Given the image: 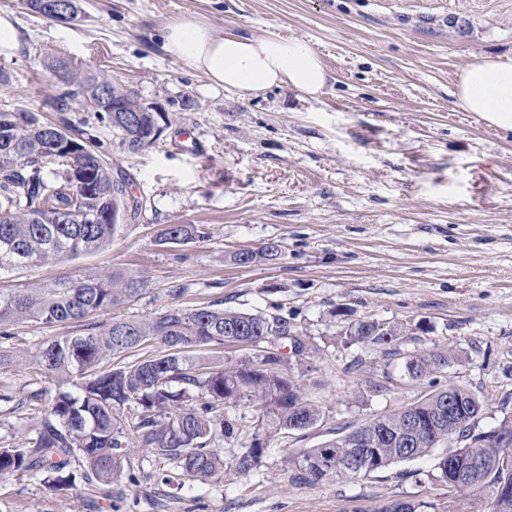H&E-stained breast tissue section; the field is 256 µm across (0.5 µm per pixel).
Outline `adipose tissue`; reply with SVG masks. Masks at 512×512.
I'll use <instances>...</instances> for the list:
<instances>
[{
	"instance_id": "ef3b65f1",
	"label": "adipose tissue",
	"mask_w": 512,
	"mask_h": 512,
	"mask_svg": "<svg viewBox=\"0 0 512 512\" xmlns=\"http://www.w3.org/2000/svg\"><path fill=\"white\" fill-rule=\"evenodd\" d=\"M165 49L211 84L244 97L281 85L314 97L327 82L318 52L298 38L218 35L196 18L186 17L168 26ZM454 97L461 111L512 130V58L477 59L461 72Z\"/></svg>"
}]
</instances>
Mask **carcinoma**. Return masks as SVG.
<instances>
[{"label":"carcinoma","instance_id":"1","mask_svg":"<svg viewBox=\"0 0 512 512\" xmlns=\"http://www.w3.org/2000/svg\"><path fill=\"white\" fill-rule=\"evenodd\" d=\"M51 68L62 85L46 104L67 112L74 101L96 122L120 135L123 145L154 143L162 128L158 113L141 111L131 91L112 78L87 72L78 75L68 61L57 58ZM123 111L116 112L114 108ZM64 167L58 177L49 165ZM125 175L115 177L112 164L94 148L93 139L67 120L44 123L34 112L0 111V271L19 264L32 265L74 258L106 247L123 225L121 218L136 217L143 202L127 197ZM196 224H168L160 239L168 244L203 239ZM273 249L239 252L234 260L251 264L268 259ZM145 281L133 273L74 276L53 284L11 293L0 292V336L21 321L52 325L77 323L81 333L58 336L35 352L53 387L31 395L45 400L44 414L35 426L31 448H0V475L26 473L44 478L54 491L75 485L74 464L83 461L86 478L109 484L139 477L124 470L132 449L166 459L174 471L157 481L181 489L185 479L201 483L224 480V456L210 447L217 434L227 435L220 407L244 401L261 416L264 431L302 430L316 424L320 410L305 397L302 380L280 365L290 355L302 356L305 344L283 316L253 314L213 305L185 309L171 305L164 313L144 319L115 318L108 324L92 315L128 301L144 290ZM401 329L376 320H360L345 330L347 339L368 349L394 341ZM234 342L258 345L255 358L226 368H207L191 353L204 346ZM159 345L162 351L125 365L108 362L133 350ZM290 348L286 354L283 349ZM459 360L448 349H432L408 356L409 377L433 375ZM453 399L462 407L448 421V388L431 391L420 401L378 416L349 431L365 432L372 443L360 449L368 475L394 464L427 456L442 437L459 442L456 461L478 459L483 472L472 478L448 477V455L438 458V478L448 494L470 497L488 492L487 512H512V500L497 508L493 488L512 485V469L493 468L501 449L492 432L479 428L483 402L472 390H456ZM264 447L254 439L235 460V469L247 474L258 464ZM349 449L342 438L307 449L294 460V479L317 484L350 479ZM428 504L394 500L382 512H423Z\"/></svg>","mask_w":512,"mask_h":512}]
</instances>
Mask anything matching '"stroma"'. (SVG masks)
Segmentation results:
<instances>
[{"mask_svg": "<svg viewBox=\"0 0 512 512\" xmlns=\"http://www.w3.org/2000/svg\"><path fill=\"white\" fill-rule=\"evenodd\" d=\"M62 23L25 0H0L22 36L0 55L10 93L0 110L40 111L56 79L53 59L76 73L102 72L156 109L162 128L151 145L124 150L111 128L86 127L100 151L134 179L147 203L101 250L0 273V292L35 288L72 275L137 272L133 301L95 319L154 316L171 303L221 304L288 318L308 351L290 361L322 415L301 431L264 439L256 469L233 463L259 421L245 403L224 404L232 436L212 442L228 464L219 483H194L191 498L168 495L156 480L165 460L137 451L138 485H90L76 463L74 488L0 475V512H380L397 499L428 512H483L481 499L449 495L437 455L365 478L316 485L292 482L304 451L370 419L418 401L431 387L464 386L486 403L482 430L512 417V131L460 111L461 71L484 56L512 57V0H79ZM216 34L281 35L310 42L328 82L318 96L272 88L252 97L211 87L201 72L164 47L167 27L184 17ZM167 224H202L208 236L160 243ZM277 246L254 264L235 253ZM183 287L180 297L171 288ZM359 319L399 323L403 335L380 351L348 344ZM77 324L19 322L0 338V447L28 448L44 410L32 392L49 377L31 353ZM447 347L460 362L413 380L404 371L417 350ZM361 370L347 372L356 355Z\"/></svg>", "mask_w": 512, "mask_h": 512, "instance_id": "1", "label": "stroma"}]
</instances>
